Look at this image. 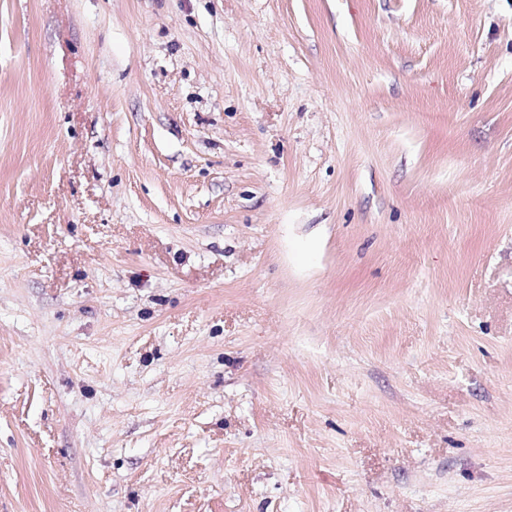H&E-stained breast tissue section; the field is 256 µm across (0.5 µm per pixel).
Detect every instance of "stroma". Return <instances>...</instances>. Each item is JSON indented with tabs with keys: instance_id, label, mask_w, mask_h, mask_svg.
<instances>
[{
	"instance_id": "obj_1",
	"label": "stroma",
	"mask_w": 512,
	"mask_h": 512,
	"mask_svg": "<svg viewBox=\"0 0 512 512\" xmlns=\"http://www.w3.org/2000/svg\"><path fill=\"white\" fill-rule=\"evenodd\" d=\"M0 512H512V0H0Z\"/></svg>"
}]
</instances>
